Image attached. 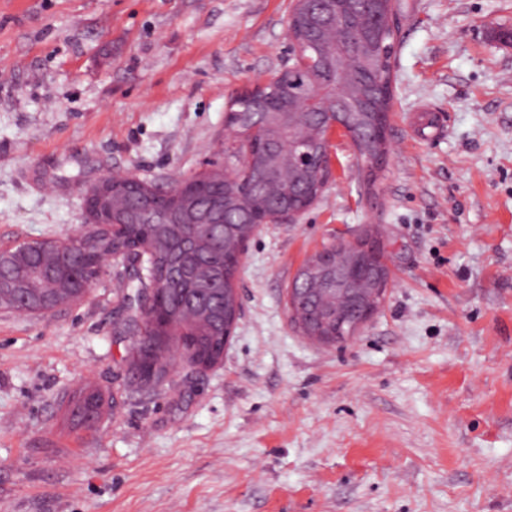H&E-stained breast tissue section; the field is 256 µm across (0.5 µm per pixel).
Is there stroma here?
I'll use <instances>...</instances> for the list:
<instances>
[{
	"instance_id": "35a3bbf8",
	"label": "stroma",
	"mask_w": 512,
	"mask_h": 512,
	"mask_svg": "<svg viewBox=\"0 0 512 512\" xmlns=\"http://www.w3.org/2000/svg\"><path fill=\"white\" fill-rule=\"evenodd\" d=\"M400 2L386 166L366 187L333 134L319 199L248 242L218 364L139 376L115 260L77 303L0 310V512H512V0ZM292 5L0 0V246L85 230L98 177L223 166L230 99L293 63ZM368 229L383 305L308 339L298 269ZM86 386L94 430L64 418ZM384 298V293H381L377 298L366 300L361 294L355 295V305L362 309L363 317L357 322H350L347 326L343 327L340 336L341 343L351 340L359 329L368 322L380 308Z\"/></svg>"
}]
</instances>
